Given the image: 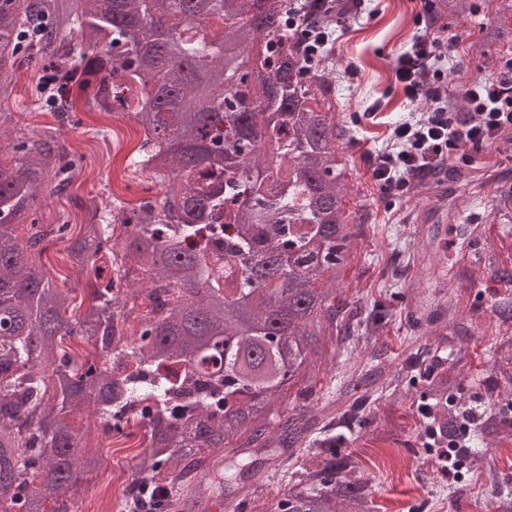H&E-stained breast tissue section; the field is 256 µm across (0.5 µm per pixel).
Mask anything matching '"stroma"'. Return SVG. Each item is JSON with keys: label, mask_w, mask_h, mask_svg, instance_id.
<instances>
[{"label": "stroma", "mask_w": 512, "mask_h": 512, "mask_svg": "<svg viewBox=\"0 0 512 512\" xmlns=\"http://www.w3.org/2000/svg\"><path fill=\"white\" fill-rule=\"evenodd\" d=\"M438 8L441 0H366L358 16L337 27L330 53L336 63V117L350 129L345 149V174L352 188V208L366 209L369 218L362 240L353 246V262L340 284L344 290H360L366 301L380 300L393 314L382 334L383 346L392 364L408 355L406 347L417 330L408 315L410 299L430 293L433 283L420 282L421 267L407 264L409 254L439 257L438 245L456 236L465 226L468 240L454 250L448 268L471 264L470 285L462 289L460 313L470 332L449 343L447 357L460 375L458 392L465 399L482 394V379L489 373L502 338L492 315L497 297L511 289L492 275L491 268L475 265L476 245L486 236L497 237L501 226L494 215L499 195L512 192V132L476 154L472 164L450 162L443 169L445 193L421 188L389 202L383 197L368 169L370 154L387 148L392 122L421 118L431 104L426 99L409 101L395 79L394 60L419 32L417 18L424 4ZM470 13L442 12L432 31L456 35L458 43L438 63L448 83V101L460 112L467 105L460 87L472 80L496 74L499 57L512 55V40L495 53L481 49L484 33L508 23L512 26V0H471ZM49 70L47 61L25 62L18 83L16 103L8 104L10 123L40 134L49 132L71 145V183L61 194H45L37 207L41 223H68L79 234L86 220L87 205L105 200L116 183L140 179L128 160L144 137L133 114L108 115L89 109L81 98L64 119L42 102L41 87ZM446 207L457 222L423 224L416 214L428 208ZM86 431V448L101 456V468L84 483L75 499V512H114L116 498L129 483L140 451L142 435L114 446L103 445L100 423L92 411L76 419ZM371 479L380 512H484L502 485L512 487V439L488 448L499 473L490 484L479 471H465L460 482L445 479L436 451L419 440L408 445L393 443L388 436H364L349 448Z\"/></svg>", "instance_id": "35a3bbf8"}]
</instances>
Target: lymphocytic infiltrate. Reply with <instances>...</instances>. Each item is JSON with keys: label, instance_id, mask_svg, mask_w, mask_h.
I'll return each instance as SVG.
<instances>
[{"label": "lymphocytic infiltrate", "instance_id": "lymphocytic-infiltrate-1", "mask_svg": "<svg viewBox=\"0 0 512 512\" xmlns=\"http://www.w3.org/2000/svg\"><path fill=\"white\" fill-rule=\"evenodd\" d=\"M456 37L418 34L396 58V79L406 98H426L434 107L425 119L404 121L391 129L390 148L378 154L372 179L389 198L406 194L412 181L452 160L469 161L471 152L491 146L512 131V58L502 59L494 80L467 83L461 96L468 112L443 105L447 91L437 58Z\"/></svg>", "mask_w": 512, "mask_h": 512}]
</instances>
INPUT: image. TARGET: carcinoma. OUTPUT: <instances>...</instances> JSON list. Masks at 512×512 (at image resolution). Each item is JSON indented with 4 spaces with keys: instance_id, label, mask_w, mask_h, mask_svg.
<instances>
[{
    "instance_id": "carcinoma-1",
    "label": "carcinoma",
    "mask_w": 512,
    "mask_h": 512,
    "mask_svg": "<svg viewBox=\"0 0 512 512\" xmlns=\"http://www.w3.org/2000/svg\"><path fill=\"white\" fill-rule=\"evenodd\" d=\"M296 0H72L66 21L77 41L61 48L45 17L57 0H0V104L15 94L12 73L26 56L53 59L49 94L58 116L60 90L75 82L89 107L114 103L135 112L145 130L130 162L167 186L159 201L137 208L89 209L67 248L69 270H92L95 303L73 319L76 289L56 284L32 263L48 237L68 224H42L36 205L70 184L68 150L54 135L18 131L14 157L0 160V512H73L74 494L100 466L71 416L94 403L101 427L116 414L144 429L146 449L123 498L149 493L167 502L193 498L213 482L212 453L224 450L241 487L289 479L280 512H376L370 479L338 449L396 423L369 418L374 401L340 389L320 409L282 411L285 386L310 390L323 375L348 385L368 372L364 346L379 340L383 316L362 299L333 297L367 215L346 207L349 185L339 144L331 72L308 65L288 15ZM347 0L302 15L326 28L347 13ZM25 224V236L17 226ZM225 231L222 253L185 246L205 225ZM118 241L119 250L108 246ZM228 266L224 277L214 273ZM148 276L145 301L168 297L128 326L119 298L129 275ZM427 335L464 336L456 307L417 298ZM494 312L512 326V298ZM84 338L100 365L78 363L66 339ZM129 372L112 366L117 346ZM414 348L399 368L374 366L380 397L425 390L408 416L427 448H446L474 417L468 445L512 437V354L482 380L478 405L457 393L454 364ZM165 410L145 424L134 409Z\"/></svg>"
}]
</instances>
